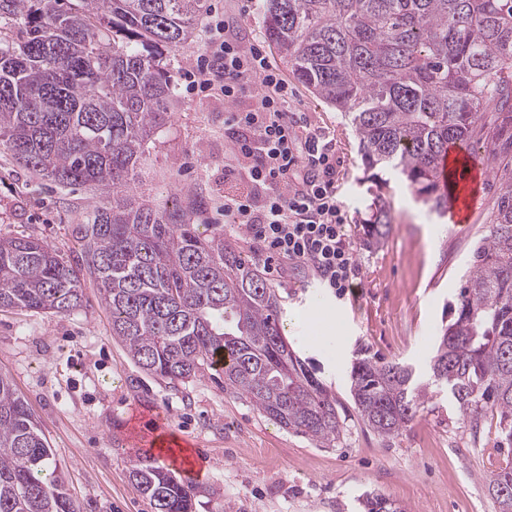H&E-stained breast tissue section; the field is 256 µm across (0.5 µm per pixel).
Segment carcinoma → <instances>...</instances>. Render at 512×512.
Here are the masks:
<instances>
[{"label":"carcinoma","mask_w":512,"mask_h":512,"mask_svg":"<svg viewBox=\"0 0 512 512\" xmlns=\"http://www.w3.org/2000/svg\"><path fill=\"white\" fill-rule=\"evenodd\" d=\"M204 0H0V148L59 186H89L103 205L79 227L74 267L35 237L0 238V307L66 314L97 282L112 338L145 373L185 381L222 359L224 388L267 419L335 448L341 404L281 335L279 300L258 267L203 236L178 205L126 194L168 118L165 53L194 40ZM263 28L293 76L344 113L365 166L387 169L429 211L448 208L439 160L468 150L494 174L489 233L476 244L430 375L355 358L362 423L390 440L435 394L478 428L492 407L512 442V0H266ZM130 479L155 512H193V482L144 451ZM512 512V464L490 476ZM363 512H404L369 493ZM0 512H76L27 403L0 374Z\"/></svg>","instance_id":"cac0c4a2"}]
</instances>
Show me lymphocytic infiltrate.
I'll use <instances>...</instances> for the list:
<instances>
[{
    "label": "lymphocytic infiltrate",
    "instance_id": "1",
    "mask_svg": "<svg viewBox=\"0 0 512 512\" xmlns=\"http://www.w3.org/2000/svg\"><path fill=\"white\" fill-rule=\"evenodd\" d=\"M211 27L208 49L185 74L186 89L221 85L225 97L254 92L253 108L230 113L239 130L228 149L247 189L224 197L229 230L241 231L263 264L305 267L325 287L345 293L357 276L355 246L345 232L338 195L341 160L325 133L288 112V85L261 50H241Z\"/></svg>",
    "mask_w": 512,
    "mask_h": 512
}]
</instances>
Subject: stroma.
Masks as SVG:
<instances>
[{"label": "stroma", "instance_id": "35a3bbf8", "mask_svg": "<svg viewBox=\"0 0 512 512\" xmlns=\"http://www.w3.org/2000/svg\"><path fill=\"white\" fill-rule=\"evenodd\" d=\"M205 3L242 49L262 45L288 82L292 111L333 139L343 161L338 191L357 253V288L340 296L300 269L266 279L280 297L290 348L342 403L345 437L340 447L322 448L281 428L245 397L226 392L218 371L183 383L146 374L113 340L110 315L88 282L82 305L67 314L0 307V373L41 426L69 497L78 512H154L130 480L127 459L148 447L144 425L164 412L170 430L212 461L199 481L196 512H363L361 499L371 491L404 512H495L485 478L512 461L496 413L486 412L479 437H472L441 393L384 441L360 422L350 395L357 354L426 367L485 233L494 182L480 184L471 222L459 224L453 213L430 212L405 183L390 180L387 234L380 246H368L376 182L362 165L350 122L294 79L265 35L261 0ZM205 49L200 37L171 53L177 104L153 136L130 193L189 209L208 235L228 189L224 117L248 110L253 100L233 102L217 89L186 91L183 71ZM101 202L100 192L52 184L0 150V237L40 238L79 265L76 229Z\"/></svg>", "mask_w": 512, "mask_h": 512}]
</instances>
